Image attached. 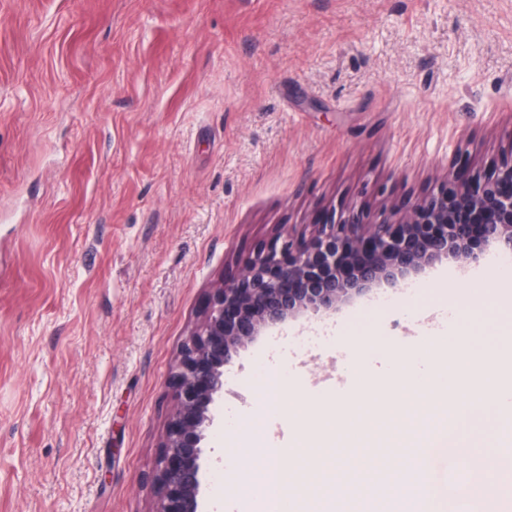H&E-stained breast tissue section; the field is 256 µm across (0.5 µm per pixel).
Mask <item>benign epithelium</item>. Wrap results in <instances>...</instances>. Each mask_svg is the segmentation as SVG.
<instances>
[{"instance_id":"benign-epithelium-1","label":"benign epithelium","mask_w":512,"mask_h":512,"mask_svg":"<svg viewBox=\"0 0 512 512\" xmlns=\"http://www.w3.org/2000/svg\"><path fill=\"white\" fill-rule=\"evenodd\" d=\"M491 248L512 256V142L491 166L464 163L436 190L393 203L379 223L362 211L332 214L309 235L260 247L238 278L214 289L202 326L182 345L153 477L159 512H199L204 441L240 346L308 311H334L397 273Z\"/></svg>"}]
</instances>
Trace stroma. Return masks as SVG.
<instances>
[{
    "label": "stroma",
    "mask_w": 512,
    "mask_h": 512,
    "mask_svg": "<svg viewBox=\"0 0 512 512\" xmlns=\"http://www.w3.org/2000/svg\"><path fill=\"white\" fill-rule=\"evenodd\" d=\"M511 128L512 0H0V512H158L172 373L214 288L277 233L489 166ZM506 268L443 259L240 347L202 512H261L243 462L268 448L303 481L404 466L475 512L445 436L496 374L431 324L487 335ZM442 367L470 392L440 393Z\"/></svg>",
    "instance_id": "1"
}]
</instances>
